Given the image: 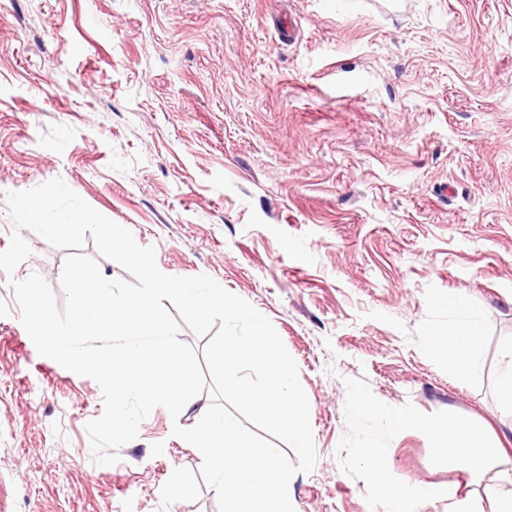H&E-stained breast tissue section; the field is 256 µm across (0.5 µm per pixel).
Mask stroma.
I'll return each instance as SVG.
<instances>
[{"mask_svg": "<svg viewBox=\"0 0 512 512\" xmlns=\"http://www.w3.org/2000/svg\"><path fill=\"white\" fill-rule=\"evenodd\" d=\"M268 318L298 365L317 463L295 512H371L341 472L345 382L391 406L451 411L512 435L497 398L512 343V0H0V250L5 195L54 178ZM0 271V512H218L193 446L155 408L110 466L85 425L98 384L38 354L11 287L57 303L66 250ZM484 315L480 379L431 329L448 294ZM399 479L481 503L480 475L432 465L398 434Z\"/></svg>", "mask_w": 512, "mask_h": 512, "instance_id": "35a3bbf8", "label": "stroma"}]
</instances>
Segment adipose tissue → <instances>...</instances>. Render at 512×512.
<instances>
[{
    "label": "adipose tissue",
    "instance_id": "adipose-tissue-1",
    "mask_svg": "<svg viewBox=\"0 0 512 512\" xmlns=\"http://www.w3.org/2000/svg\"><path fill=\"white\" fill-rule=\"evenodd\" d=\"M445 305L448 309V330L443 334L434 330L430 336L436 340L449 367L460 369L466 378H480L485 369L480 350L483 317L457 295L449 296Z\"/></svg>",
    "mask_w": 512,
    "mask_h": 512
}]
</instances>
